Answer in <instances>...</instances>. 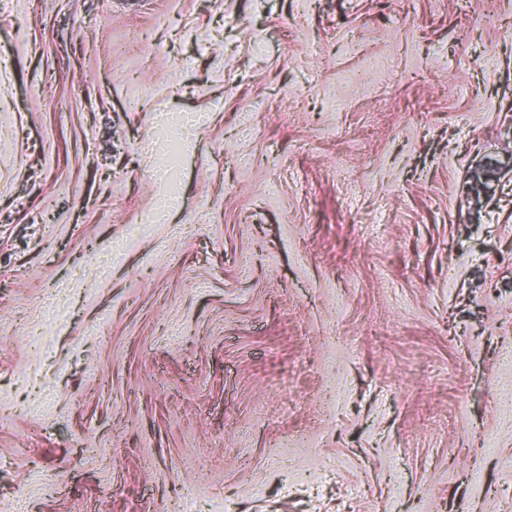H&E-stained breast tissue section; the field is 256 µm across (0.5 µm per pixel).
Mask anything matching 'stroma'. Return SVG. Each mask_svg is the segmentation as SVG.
I'll list each match as a JSON object with an SVG mask.
<instances>
[{
    "label": "stroma",
    "mask_w": 512,
    "mask_h": 512,
    "mask_svg": "<svg viewBox=\"0 0 512 512\" xmlns=\"http://www.w3.org/2000/svg\"><path fill=\"white\" fill-rule=\"evenodd\" d=\"M0 512H512V0H0Z\"/></svg>",
    "instance_id": "obj_1"
}]
</instances>
